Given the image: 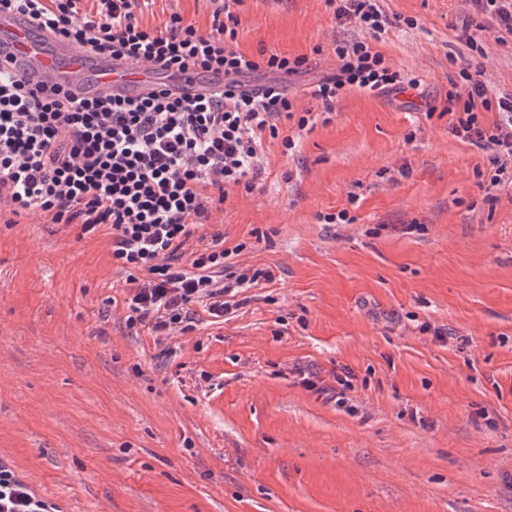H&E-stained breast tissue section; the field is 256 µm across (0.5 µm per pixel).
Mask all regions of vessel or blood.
<instances>
[{
	"label": "vessel or blood",
	"mask_w": 512,
	"mask_h": 512,
	"mask_svg": "<svg viewBox=\"0 0 512 512\" xmlns=\"http://www.w3.org/2000/svg\"><path fill=\"white\" fill-rule=\"evenodd\" d=\"M0 69L19 73L31 84L50 82L83 97L109 93L139 98L167 87L194 97L211 81L190 72L162 67L145 69L87 48L63 42L37 30L27 14H0Z\"/></svg>",
	"instance_id": "obj_1"
}]
</instances>
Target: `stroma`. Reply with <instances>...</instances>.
<instances>
[{
	"label": "stroma",
	"instance_id": "35a3bbf8",
	"mask_svg": "<svg viewBox=\"0 0 512 512\" xmlns=\"http://www.w3.org/2000/svg\"><path fill=\"white\" fill-rule=\"evenodd\" d=\"M381 6L414 24L373 47L422 89L353 87L326 119L307 84L359 31L325 0L235 5L240 51L311 72L286 79L296 116L261 180L203 228L275 275L224 317L128 326L107 228L0 210V459L59 512H512V191L443 109L466 63L512 93V36L487 18L461 39L466 0ZM213 10L141 20L206 32Z\"/></svg>",
	"mask_w": 512,
	"mask_h": 512
}]
</instances>
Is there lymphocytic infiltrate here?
Segmentation results:
<instances>
[{
  "label": "lymphocytic infiltrate",
  "mask_w": 512,
  "mask_h": 512,
  "mask_svg": "<svg viewBox=\"0 0 512 512\" xmlns=\"http://www.w3.org/2000/svg\"><path fill=\"white\" fill-rule=\"evenodd\" d=\"M0 0V13L21 11L35 27L62 40L111 53L143 68L162 66L220 75L222 89L190 100L161 89L131 99L63 95L60 88L31 87L20 75L0 71V201L14 211H37L55 224H75L90 235L108 227L112 263L126 275L128 325L159 336L192 330L191 304L223 317L239 289L269 282L272 270L232 269L221 235L197 251L188 245L208 221L214 204L236 188L252 190L265 171L263 140L279 135L295 117L280 75L307 67L303 57H255L238 50L232 11L236 0L214 10L209 32L180 13L161 27L141 16L155 0ZM380 0H326L338 24L360 29L359 40L337 46L336 71L313 84L310 95L334 112L342 94L358 87L375 95L420 89L418 77L388 66L373 40L390 20ZM265 71L275 81L248 88L244 77ZM466 93L449 92L458 116L453 136L490 152L493 186L512 189V95L490 97L481 69L462 67ZM497 111L486 124L483 115ZM0 512H57L14 470L0 461Z\"/></svg>",
  "instance_id": "f902f5d3"
}]
</instances>
